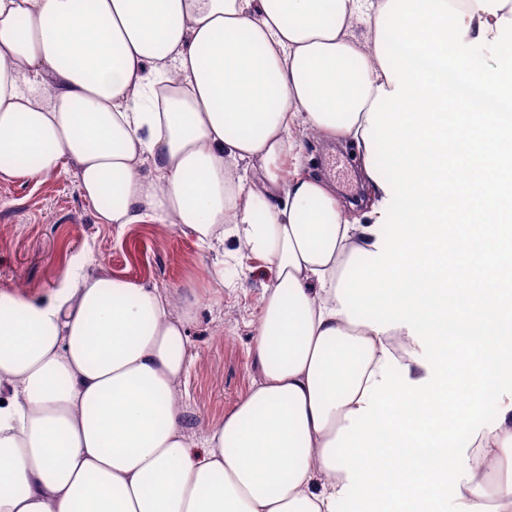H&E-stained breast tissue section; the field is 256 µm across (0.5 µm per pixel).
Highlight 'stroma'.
I'll return each instance as SVG.
<instances>
[{"label": "stroma", "instance_id": "1", "mask_svg": "<svg viewBox=\"0 0 512 512\" xmlns=\"http://www.w3.org/2000/svg\"><path fill=\"white\" fill-rule=\"evenodd\" d=\"M301 162L331 182L341 197L363 193L354 148L298 133ZM223 262V276L214 273ZM232 240L223 251L200 248L176 228L153 222L124 230L97 221L74 170L35 182L0 177V290L32 298L50 295L61 271L107 273L143 280L161 290L190 293L187 325L191 365L185 380L192 431L221 423L250 391L258 371L249 355L260 315L263 280Z\"/></svg>", "mask_w": 512, "mask_h": 512}]
</instances>
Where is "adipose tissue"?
I'll use <instances>...</instances> for the list:
<instances>
[{
  "mask_svg": "<svg viewBox=\"0 0 512 512\" xmlns=\"http://www.w3.org/2000/svg\"><path fill=\"white\" fill-rule=\"evenodd\" d=\"M388 0H0V176L73 166L100 223L232 238L265 263L259 379L200 438L186 428L193 303L66 269L46 298L0 290V512H329L346 470L324 449L386 355L427 377L407 328L351 323L337 285L367 224L300 172L294 130L365 151ZM496 35L512 0H465ZM151 158L155 173L141 176ZM251 165L253 178L240 171ZM512 410L467 455L461 501L512 512Z\"/></svg>",
  "mask_w": 512,
  "mask_h": 512,
  "instance_id": "1",
  "label": "adipose tissue"
}]
</instances>
